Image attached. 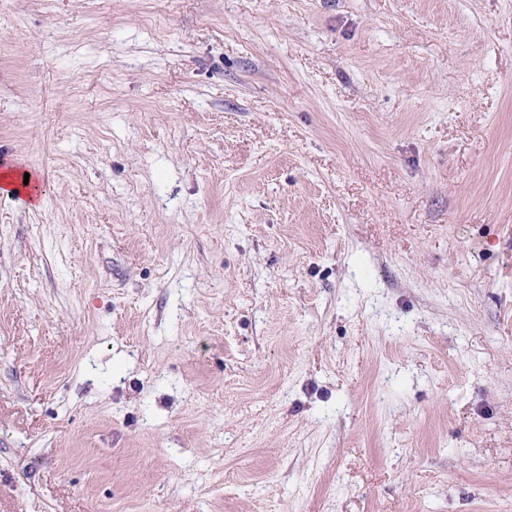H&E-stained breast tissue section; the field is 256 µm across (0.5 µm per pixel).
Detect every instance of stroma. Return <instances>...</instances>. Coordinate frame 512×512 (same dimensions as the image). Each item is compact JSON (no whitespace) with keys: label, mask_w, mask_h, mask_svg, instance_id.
<instances>
[{"label":"stroma","mask_w":512,"mask_h":512,"mask_svg":"<svg viewBox=\"0 0 512 512\" xmlns=\"http://www.w3.org/2000/svg\"><path fill=\"white\" fill-rule=\"evenodd\" d=\"M0 512H512V0H0Z\"/></svg>","instance_id":"1"}]
</instances>
